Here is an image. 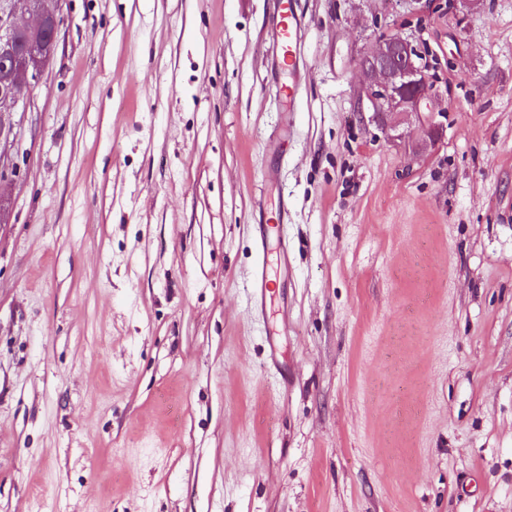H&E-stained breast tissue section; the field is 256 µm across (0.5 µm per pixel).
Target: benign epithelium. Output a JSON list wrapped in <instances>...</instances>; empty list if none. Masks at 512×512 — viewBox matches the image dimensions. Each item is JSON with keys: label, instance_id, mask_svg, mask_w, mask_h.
I'll use <instances>...</instances> for the list:
<instances>
[{"label": "benign epithelium", "instance_id": "obj_1", "mask_svg": "<svg viewBox=\"0 0 512 512\" xmlns=\"http://www.w3.org/2000/svg\"><path fill=\"white\" fill-rule=\"evenodd\" d=\"M62 0H0V60L12 65L0 67V180L13 165L7 162V144L12 130L4 118L26 108L30 92L54 58L64 18ZM427 58L407 38L393 34L382 38L360 63L364 77L362 96L392 141L402 142L401 126L413 119L423 120L429 143L443 132L432 110L434 95L428 75Z\"/></svg>", "mask_w": 512, "mask_h": 512}]
</instances>
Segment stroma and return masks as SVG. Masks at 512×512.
<instances>
[{
	"mask_svg": "<svg viewBox=\"0 0 512 512\" xmlns=\"http://www.w3.org/2000/svg\"><path fill=\"white\" fill-rule=\"evenodd\" d=\"M63 11L0 183V512H512V0H298L290 67L276 0ZM399 32L418 154L360 110ZM296 0H278L277 21L273 42L283 61L292 62L302 36V21L295 7ZM427 58L407 38L399 34L385 36L360 63L364 77L361 85L375 118L392 141L405 142L401 126L413 117L419 122L427 110L424 123L429 144L442 135L441 122L436 121L432 105L434 95L428 75ZM267 231L263 224H258L256 231L257 259L251 279V293L255 306L263 310L270 292V273L266 261Z\"/></svg>",
	"mask_w": 512,
	"mask_h": 512,
	"instance_id": "stroma-1",
	"label": "stroma"
}]
</instances>
